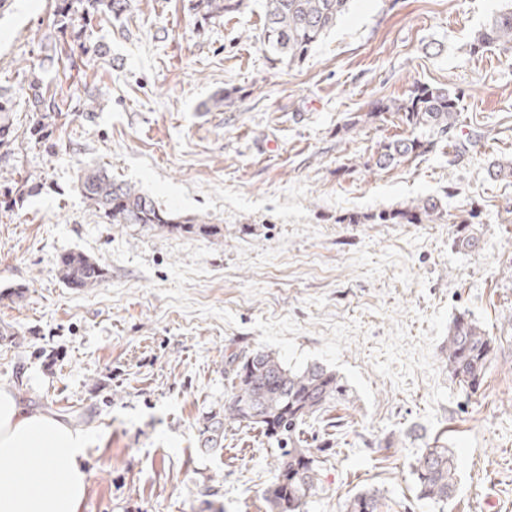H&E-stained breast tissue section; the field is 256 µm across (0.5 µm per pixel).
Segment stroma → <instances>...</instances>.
<instances>
[{"label":"stroma","mask_w":512,"mask_h":512,"mask_svg":"<svg viewBox=\"0 0 512 512\" xmlns=\"http://www.w3.org/2000/svg\"><path fill=\"white\" fill-rule=\"evenodd\" d=\"M204 24L189 0H132L94 22V54L60 57L44 80L65 106L42 141L26 105L57 0L0 7V87L16 140L0 154V387L35 415L86 428L81 512H268L276 450L227 427L205 444L231 393L225 361L262 349L289 367L318 364L344 399L308 419L317 489L305 512H344L356 492L382 512H512V52L473 54L502 0H351L299 63L258 41L263 0ZM457 92L460 154L439 151L375 173L357 168L391 123L340 134L347 115L403 99L414 84ZM231 92L232 107H214ZM94 96L99 107L83 104ZM87 166L162 207L221 225L203 239L106 224L76 189ZM42 186L23 204L26 173ZM429 195L474 209L472 246L448 221L342 224ZM82 252L109 270L68 288L53 265ZM468 312L497 340L483 386L453 381L441 348ZM440 441L457 462L447 502L420 499L412 465Z\"/></svg>","instance_id":"stroma-1"}]
</instances>
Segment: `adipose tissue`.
<instances>
[{
	"label": "adipose tissue",
	"mask_w": 512,
	"mask_h": 512,
	"mask_svg": "<svg viewBox=\"0 0 512 512\" xmlns=\"http://www.w3.org/2000/svg\"><path fill=\"white\" fill-rule=\"evenodd\" d=\"M90 434L0 388V512H80Z\"/></svg>",
	"instance_id": "obj_1"
}]
</instances>
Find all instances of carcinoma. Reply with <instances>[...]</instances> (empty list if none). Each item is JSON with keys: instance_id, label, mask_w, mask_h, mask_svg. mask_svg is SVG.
Masks as SVG:
<instances>
[{"instance_id": "obj_1", "label": "carcinoma", "mask_w": 512, "mask_h": 512, "mask_svg": "<svg viewBox=\"0 0 512 512\" xmlns=\"http://www.w3.org/2000/svg\"><path fill=\"white\" fill-rule=\"evenodd\" d=\"M191 10L203 22L220 20L241 12L246 0H190ZM350 0H264V24L259 41L276 57L292 64L303 60L309 51L336 26L348 10ZM131 0H61V5L45 35L44 48L54 51V34L83 39L86 28L101 17L118 18L126 14ZM491 47L512 50V2L494 14L470 43L472 53ZM27 99L29 111L37 117L33 130L42 128L58 116L61 108L44 89L42 71L30 70ZM460 96L446 87L415 84L410 94L398 101H378L366 112H352L342 130L350 131L375 122L384 114H394L403 126L402 133L378 142L376 150L362 167L367 171L388 170L414 158L435 152L451 144L458 125ZM11 101L0 88V147L12 136L9 112ZM40 182L28 175L16 182L14 200H23L38 190ZM80 195L95 215L108 224H159L204 238L221 235V227L198 215H180L162 208L136 186L117 182L103 167H86L77 180ZM447 216L441 197H421L410 204L371 214H350L342 221L349 224H424ZM474 211L452 218L456 224V242L470 243L468 224ZM55 277L68 288L90 289L100 285L107 269L90 257L71 252L54 266ZM496 351V339L486 334L469 314H458L448 327L442 354L448 374L472 392L484 384L488 367ZM232 390L224 402V415H215L205 430L207 441H217L226 425L237 424L261 430L277 445L276 480L265 490L270 512H304L308 498L318 481L310 449L301 445L300 427L336 400L343 392L338 376L320 365L292 369L279 357L264 350L234 354L227 361ZM455 461L446 448L429 447L413 465L418 496L444 502L455 491ZM379 495L365 490L345 503V512H378Z\"/></svg>"}]
</instances>
